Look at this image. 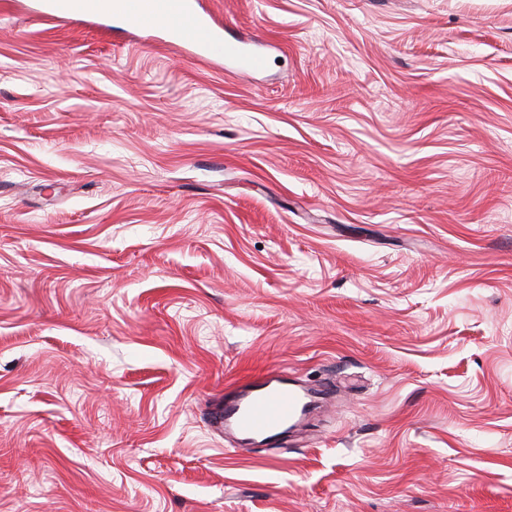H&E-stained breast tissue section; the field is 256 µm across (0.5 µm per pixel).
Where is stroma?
I'll return each instance as SVG.
<instances>
[{
	"label": "stroma",
	"mask_w": 512,
	"mask_h": 512,
	"mask_svg": "<svg viewBox=\"0 0 512 512\" xmlns=\"http://www.w3.org/2000/svg\"><path fill=\"white\" fill-rule=\"evenodd\" d=\"M196 7L265 67L0 0V512H512V0ZM313 404L308 391L288 380L287 370L269 371L225 387L224 403L211 407V424L242 445L264 446L302 421Z\"/></svg>",
	"instance_id": "1"
}]
</instances>
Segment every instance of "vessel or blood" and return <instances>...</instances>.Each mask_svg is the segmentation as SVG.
I'll return each mask as SVG.
<instances>
[{
    "label": "vessel or blood",
    "mask_w": 512,
    "mask_h": 512,
    "mask_svg": "<svg viewBox=\"0 0 512 512\" xmlns=\"http://www.w3.org/2000/svg\"><path fill=\"white\" fill-rule=\"evenodd\" d=\"M52 9L69 15L119 11L134 25L163 34L170 44L193 47L198 60L221 57L245 70L266 64L265 55L243 41L221 37L194 0H53ZM312 407L309 392L291 383L286 371H270L225 388L223 401L211 408V423L233 433L242 445L264 446L289 422L302 421Z\"/></svg>",
    "instance_id": "1"
}]
</instances>
